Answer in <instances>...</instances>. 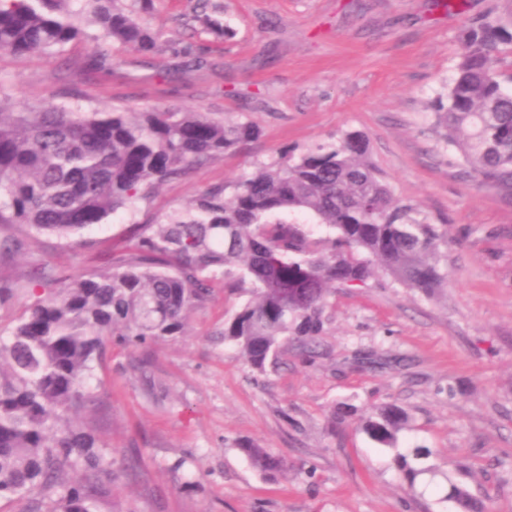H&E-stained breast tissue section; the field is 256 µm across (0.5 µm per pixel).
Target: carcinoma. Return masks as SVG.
Instances as JSON below:
<instances>
[{"instance_id":"carcinoma-1","label":"carcinoma","mask_w":512,"mask_h":512,"mask_svg":"<svg viewBox=\"0 0 512 512\" xmlns=\"http://www.w3.org/2000/svg\"><path fill=\"white\" fill-rule=\"evenodd\" d=\"M0 0V51L53 56L71 41L112 40L144 55L158 50L145 14L153 0ZM512 28L487 16L470 27L446 92L430 102L439 138L463 159V178L512 201V89L497 65ZM260 135L248 121L203 112H72L64 107L14 110L0 85V227L70 239L114 212L151 203L157 188L197 165L242 149ZM358 131L283 161L260 166L233 185L207 189L112 257V268L55 279L6 339L0 337V500L27 499L25 512H101L118 477L87 428L62 425L73 409L94 404L86 388L113 336L145 346L184 332L192 311L215 287L248 298L224 320V343L260 373L283 346L314 345L322 335L331 289L364 283L376 264L407 287L431 296L448 282L445 233L393 198L367 159ZM333 231L317 235V228ZM27 240L0 237V263ZM44 286L39 265L0 275V306L18 280ZM410 416L388 403L359 421L392 453L407 494L445 478L444 502L455 512H487L485 499L448 478L437 453L401 448ZM238 451L264 479L284 461L251 442ZM81 471L79 481L68 479Z\"/></svg>"}]
</instances>
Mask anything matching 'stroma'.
Segmentation results:
<instances>
[{
    "mask_svg": "<svg viewBox=\"0 0 512 512\" xmlns=\"http://www.w3.org/2000/svg\"><path fill=\"white\" fill-rule=\"evenodd\" d=\"M203 11L233 37L204 31ZM487 15L511 26L512 0H459L450 11L441 0H154V55L89 39L55 57L0 52V84L21 107L204 112L261 130L244 150L166 182L151 206L70 240L30 239L0 272L32 261L57 276L107 269L136 225L349 131L366 137L394 198L448 236L445 288L426 297L380 271L335 289L312 350L288 344L263 374L224 342L237 298L220 287L184 334L147 347L113 337L87 383L96 404L70 417L123 471L103 512H454L432 491L411 499L356 420L328 427L334 406L363 414L392 400L411 417L401 446L434 448L491 512H512V204L461 177L428 108L466 29ZM102 52L111 73L89 71ZM245 440L284 459L278 482L249 466L237 449Z\"/></svg>",
    "mask_w": 512,
    "mask_h": 512,
    "instance_id": "1",
    "label": "stroma"
}]
</instances>
